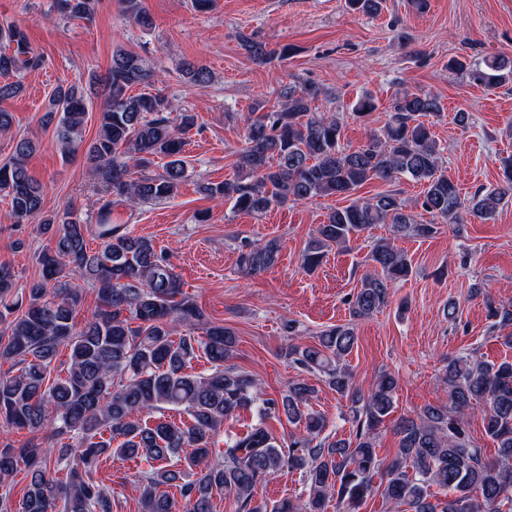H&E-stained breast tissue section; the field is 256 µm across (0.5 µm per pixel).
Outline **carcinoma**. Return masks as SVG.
<instances>
[{"label":"carcinoma","mask_w":512,"mask_h":512,"mask_svg":"<svg viewBox=\"0 0 512 512\" xmlns=\"http://www.w3.org/2000/svg\"><path fill=\"white\" fill-rule=\"evenodd\" d=\"M347 3L366 15L381 8V0ZM122 4L138 25L150 26L143 0ZM57 8L87 19L96 0H57ZM0 42L2 102L20 93L19 75L43 60L15 24L0 28ZM451 68L492 88L512 74V60L455 61ZM181 75L197 88L211 82L210 71L192 62ZM152 78L146 61L123 49L113 52L110 67L97 78L103 97L100 130L85 153L103 184L96 228L82 223L71 207L61 215H43L45 187L27 165L36 150L31 138L15 139L11 156L0 164V193L9 200L10 218L39 217L40 231L55 239V247L39 257V278L20 292L11 269L0 266V363L17 367L11 375L0 374V426L33 434L22 448H0V486L20 470L28 478L20 512H112L109 490L94 478L112 456L155 463L139 477L143 512H213V498L224 493L236 496L242 512H326L332 501L339 512H358L377 475L395 512L403 506L407 512H512V361L490 363L467 353L448 358L442 378L448 402L401 418L395 457L387 464L378 457L377 439L394 411L398 378L381 371L364 390L343 359L356 342L353 321L383 309L395 283L409 275L411 265L391 242L374 245L371 260L381 273L361 278L350 302L351 322L322 330L314 344L302 342L288 324V335L295 337L287 352L292 363L352 403L355 426L349 437L323 435L326 420L309 409L316 388L307 380L289 384L278 398H264L254 379L228 365L235 353L233 331L205 320L183 296V284L152 239L112 223L114 201L135 207L167 200L188 177L185 135L196 116L177 111L161 93H130ZM319 95L312 85H288L279 108L265 112L256 104L246 121L239 174L204 184L202 191L237 212L259 215L316 196L348 198L371 180L405 178L423 186L422 208L432 219L416 220L393 193L353 199L317 226L303 251L304 270L316 269L329 249L376 224L429 238L437 232L436 218L456 223L469 208L489 219L512 197V161L503 162L495 187L479 189L468 203L441 171L440 149L425 121L440 115L436 96L395 98L382 133L369 134L351 149L341 144L340 118L317 111ZM48 112L59 115L56 141L67 159L89 112L87 94L76 84L59 88L49 98ZM158 157L166 159L163 172L142 173ZM91 236L100 240L99 249L89 247ZM275 261L271 244L243 251L239 259L248 274ZM74 277L91 284L100 302L79 327L74 319L81 295L70 284ZM486 309L492 331L512 328V302L488 297ZM177 323L190 332L174 336ZM197 325L201 336L193 333ZM62 348L69 351L68 364L57 372ZM200 353L210 369L194 374L188 364ZM476 404L496 448L492 459L483 456L467 429ZM245 409L255 410L257 423L245 435L228 438L224 451L213 456L211 439L224 421ZM168 411L189 416L191 424L166 416ZM270 419L285 420L299 432L280 442L269 429ZM63 469L64 483L52 476ZM285 469L302 472L309 490L305 503L254 498L257 483ZM170 484L179 497L160 490ZM433 487L447 495L437 497Z\"/></svg>","instance_id":"cac0c4a2"}]
</instances>
